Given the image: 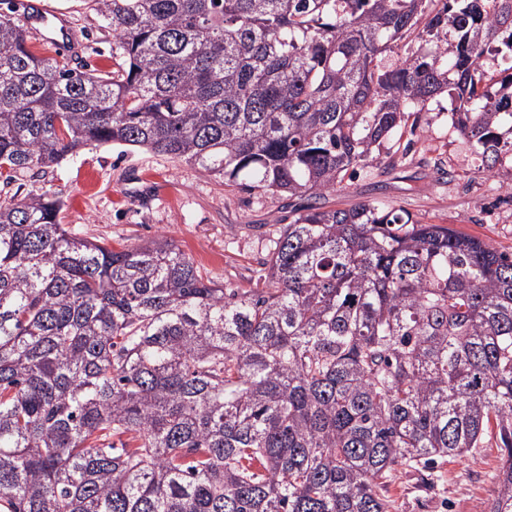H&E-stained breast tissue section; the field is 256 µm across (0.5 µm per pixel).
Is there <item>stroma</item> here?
Listing matches in <instances>:
<instances>
[{
	"mask_svg": "<svg viewBox=\"0 0 512 512\" xmlns=\"http://www.w3.org/2000/svg\"><path fill=\"white\" fill-rule=\"evenodd\" d=\"M71 24L72 65L99 73L117 70L112 34L101 29L88 0H49ZM456 101L431 100L413 114L382 156L393 167H367L326 194V208L378 201L423 224H441L478 237L512 256V168L487 174L454 131ZM47 194L61 202L59 218L73 232L105 239L113 247L167 237L200 270L228 288L255 287L283 224L304 200L299 196L226 188L183 160L112 145L89 146L47 173H18L0 185V201ZM503 455L496 442L463 457L435 463L432 471L398 467L385 494L392 512H488L497 494L494 475Z\"/></svg>",
	"mask_w": 512,
	"mask_h": 512,
	"instance_id": "obj_1",
	"label": "stroma"
}]
</instances>
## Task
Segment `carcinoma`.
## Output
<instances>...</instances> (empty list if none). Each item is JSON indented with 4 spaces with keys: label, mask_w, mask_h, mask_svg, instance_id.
Segmentation results:
<instances>
[{
    "label": "carcinoma",
    "mask_w": 512,
    "mask_h": 512,
    "mask_svg": "<svg viewBox=\"0 0 512 512\" xmlns=\"http://www.w3.org/2000/svg\"><path fill=\"white\" fill-rule=\"evenodd\" d=\"M91 3L124 61L110 78L0 13L7 184L112 144L317 198L450 83L482 169L512 156V66L498 97L481 69L512 61V0ZM60 208L0 202V512H389L396 467L493 435L489 512H512V258L376 202L313 203L239 292L170 239L117 250Z\"/></svg>",
    "instance_id": "1"
}]
</instances>
